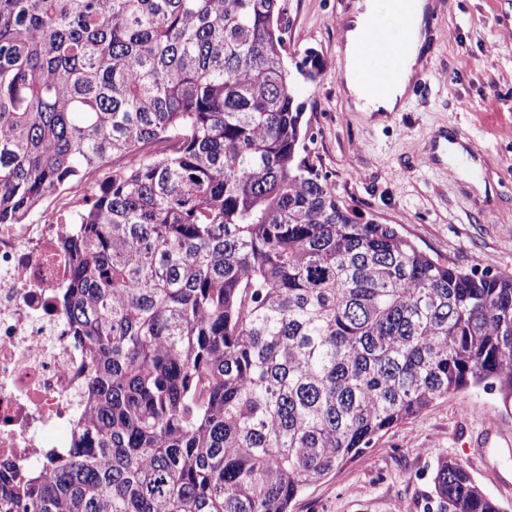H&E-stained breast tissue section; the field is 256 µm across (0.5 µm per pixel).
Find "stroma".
I'll return each instance as SVG.
<instances>
[{
    "label": "stroma",
    "instance_id": "35a3bbf8",
    "mask_svg": "<svg viewBox=\"0 0 512 512\" xmlns=\"http://www.w3.org/2000/svg\"><path fill=\"white\" fill-rule=\"evenodd\" d=\"M428 46L402 111L355 112L342 92L337 33L356 0H283L286 56L316 51V81H297L309 121L308 160L337 198L392 224L429 255L512 276V0H432ZM452 129L481 154L488 196L434 162L435 132ZM512 430V410L476 387L433 403L305 491L291 512H425L438 461L462 462L512 512V451L487 442L486 420ZM484 442L482 455L470 450Z\"/></svg>",
    "mask_w": 512,
    "mask_h": 512
}]
</instances>
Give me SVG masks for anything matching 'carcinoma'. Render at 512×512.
I'll return each instance as SVG.
<instances>
[{
    "label": "carcinoma",
    "mask_w": 512,
    "mask_h": 512,
    "mask_svg": "<svg viewBox=\"0 0 512 512\" xmlns=\"http://www.w3.org/2000/svg\"><path fill=\"white\" fill-rule=\"evenodd\" d=\"M281 0H0V224L112 163L63 241L90 379L0 512H290L471 387L512 409V276L430 257L302 152ZM437 512H504L460 462Z\"/></svg>",
    "instance_id": "cac0c4a2"
}]
</instances>
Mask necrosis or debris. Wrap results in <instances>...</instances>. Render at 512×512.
<instances>
[{"instance_id":"obj_1","label":"necrosis or debris","mask_w":512,"mask_h":512,"mask_svg":"<svg viewBox=\"0 0 512 512\" xmlns=\"http://www.w3.org/2000/svg\"><path fill=\"white\" fill-rule=\"evenodd\" d=\"M68 224H0V460L14 473L72 445L90 369L63 317L71 280Z\"/></svg>"}]
</instances>
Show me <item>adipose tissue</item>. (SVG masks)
Returning a JSON list of instances; mask_svg holds the SVG:
<instances>
[{
    "instance_id": "obj_1",
    "label": "adipose tissue",
    "mask_w": 512,
    "mask_h": 512,
    "mask_svg": "<svg viewBox=\"0 0 512 512\" xmlns=\"http://www.w3.org/2000/svg\"><path fill=\"white\" fill-rule=\"evenodd\" d=\"M428 0H413L403 8L402 0H357L345 21L346 40L340 63L344 91L358 112H397L404 106L409 87L420 65L421 48L426 43L425 14ZM392 20L394 33L408 32L409 52L399 57L396 76L384 80L377 76V59L362 34L367 27H380Z\"/></svg>"
}]
</instances>
